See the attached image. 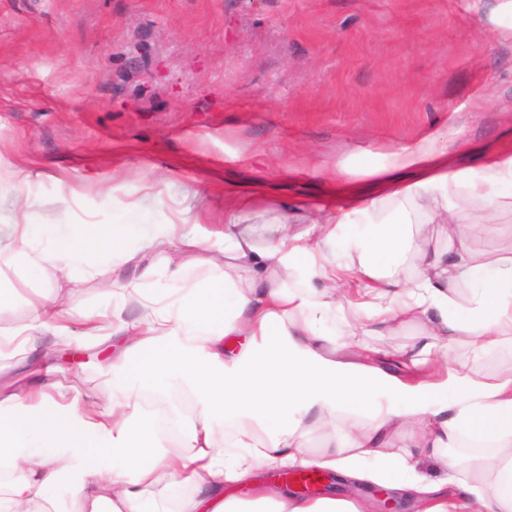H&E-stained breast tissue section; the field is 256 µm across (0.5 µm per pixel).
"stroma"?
Listing matches in <instances>:
<instances>
[{
  "label": "stroma",
  "mask_w": 512,
  "mask_h": 512,
  "mask_svg": "<svg viewBox=\"0 0 512 512\" xmlns=\"http://www.w3.org/2000/svg\"><path fill=\"white\" fill-rule=\"evenodd\" d=\"M505 0H0V224L196 225L224 236V203L248 199L257 246L281 218L309 226L336 190L367 185L395 151L433 139L452 170L512 158V11ZM512 258V199L476 204ZM401 322L349 337L401 379L418 340ZM0 360L22 383L56 369L105 403L115 352L85 338L58 363ZM512 344H462L449 366L483 376Z\"/></svg>",
  "instance_id": "stroma-1"
}]
</instances>
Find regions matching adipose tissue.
Listing matches in <instances>:
<instances>
[{
  "label": "adipose tissue",
  "mask_w": 512,
  "mask_h": 512,
  "mask_svg": "<svg viewBox=\"0 0 512 512\" xmlns=\"http://www.w3.org/2000/svg\"><path fill=\"white\" fill-rule=\"evenodd\" d=\"M408 167L417 178L400 185L393 174ZM388 169L370 208L396 202L392 218L353 223L363 194L347 186L349 210L318 209L302 231L281 223L263 248L243 229L242 205L225 210L218 250L179 224H0V257H19L28 279L78 270L104 279L112 302L110 312H83L51 291L29 320L0 327V359L37 353L45 334L73 340L76 320L84 335L129 342L109 366L120 385L110 405L60 379L0 386V467L10 473L0 512H52L63 484L74 490L70 512H169L171 501L176 512H368L362 501L300 498L254 480L288 466L389 485L417 512H512V365L489 380L455 368L409 383L344 361L327 324L333 310L351 332L416 322L419 342L402 355L412 363L447 359L462 341L477 351L512 341V260L477 253L460 232L473 222L471 202L512 198V158L452 172L447 147L431 140L394 152ZM457 184L463 193L450 194ZM426 224L446 248L419 242ZM411 256L418 265L404 282L396 271ZM199 258L213 280L151 293L158 271ZM132 299L141 313L130 321ZM174 386L192 391L195 417L173 448L142 399ZM463 437L476 449L452 454ZM426 460L441 476L420 471ZM185 480L192 495L181 493ZM244 485L254 498L235 495Z\"/></svg>",
  "instance_id": "1"
}]
</instances>
